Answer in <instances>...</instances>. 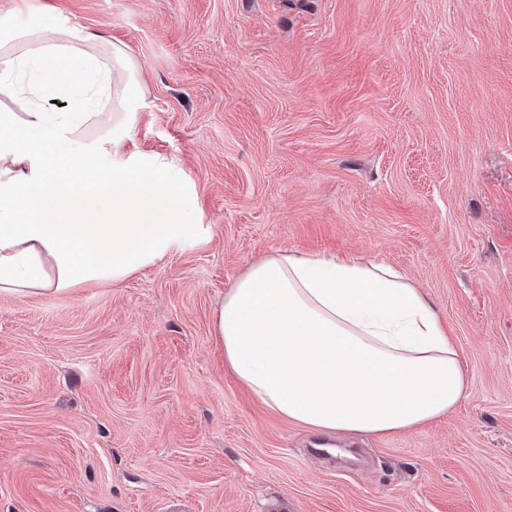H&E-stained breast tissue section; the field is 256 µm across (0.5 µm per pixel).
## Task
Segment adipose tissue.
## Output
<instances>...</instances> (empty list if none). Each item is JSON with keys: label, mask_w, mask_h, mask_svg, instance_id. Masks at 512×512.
I'll use <instances>...</instances> for the list:
<instances>
[{"label": "adipose tissue", "mask_w": 512, "mask_h": 512, "mask_svg": "<svg viewBox=\"0 0 512 512\" xmlns=\"http://www.w3.org/2000/svg\"><path fill=\"white\" fill-rule=\"evenodd\" d=\"M0 91L1 293L119 283L196 233L198 201L173 163L128 147L144 100L122 46L55 21L0 28ZM62 95L66 110L46 108ZM213 333L264 405L323 432L414 430L466 389L438 313L382 262L269 254L225 293Z\"/></svg>", "instance_id": "ef3b65f1"}]
</instances>
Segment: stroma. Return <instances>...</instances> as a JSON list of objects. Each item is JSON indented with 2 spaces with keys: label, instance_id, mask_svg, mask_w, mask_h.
Instances as JSON below:
<instances>
[{
  "label": "stroma",
  "instance_id": "obj_1",
  "mask_svg": "<svg viewBox=\"0 0 512 512\" xmlns=\"http://www.w3.org/2000/svg\"><path fill=\"white\" fill-rule=\"evenodd\" d=\"M15 2L0 25L53 16L137 61L133 146L200 228L121 283L0 294V512H512V0ZM281 250L404 274L461 402L318 454L212 330Z\"/></svg>",
  "mask_w": 512,
  "mask_h": 512
}]
</instances>
